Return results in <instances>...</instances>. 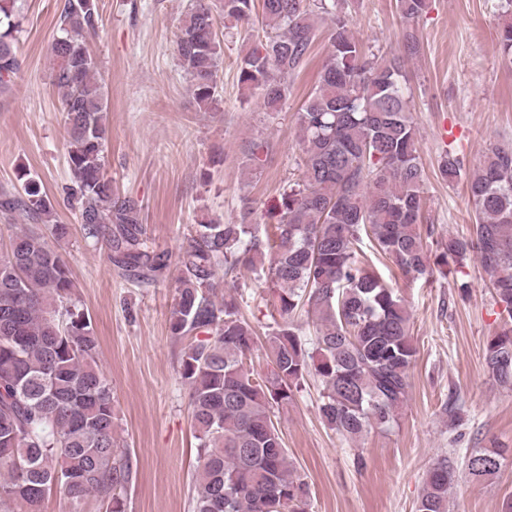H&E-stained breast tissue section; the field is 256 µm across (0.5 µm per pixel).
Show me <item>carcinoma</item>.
<instances>
[{
  "label": "carcinoma",
  "mask_w": 512,
  "mask_h": 512,
  "mask_svg": "<svg viewBox=\"0 0 512 512\" xmlns=\"http://www.w3.org/2000/svg\"><path fill=\"white\" fill-rule=\"evenodd\" d=\"M255 0H222L224 17L251 18ZM428 0H396L401 16L418 21ZM329 16L332 52L318 86L296 113L303 169L281 195L275 230L259 235L243 215L238 224H199L177 256L180 275L170 311L171 336L184 344L180 376L189 388L198 462L191 512H309V485L288 461L274 409L288 403L310 373L320 378L319 412L345 439L396 419L409 388L417 349L410 314L395 288L361 257L370 247L405 276L440 267L442 274L475 259L501 308L499 331L485 364L512 386V146L489 144L469 176L476 224L467 237H448L430 263L420 224L424 170L411 116V91L399 57L369 56L346 23ZM275 36L243 59L240 80L278 111L285 79L306 60L319 25L310 0H262ZM25 15L19 0H0V94L20 72L17 53ZM96 0H65L50 45L53 81L61 94L67 165L81 220L91 237L106 238L110 259L139 277L160 274L169 257L150 246L134 202L113 197L104 173L106 97L87 47L96 29ZM502 62L512 69V21L498 33ZM181 64L199 105H217L221 45L207 0H195L177 41ZM448 153L441 173L460 176ZM22 194L0 191V214L22 210L49 233L22 229L0 252V512H43L54 490L82 512L94 495L124 512L121 493L135 470L115 437L112 383L99 370V341L90 319L72 302L68 261L48 237L68 227L53 222L41 182L19 174ZM268 262L265 284L282 323L269 336L272 370L247 366L253 329L232 298H213L217 270ZM308 307L315 327L304 342L290 321ZM506 448H475L465 458L478 483L499 473ZM454 464L438 459L423 483L416 512H448Z\"/></svg>",
  "instance_id": "carcinoma-1"
}]
</instances>
